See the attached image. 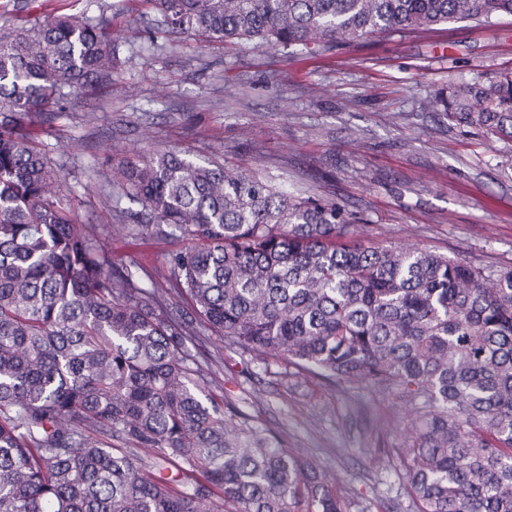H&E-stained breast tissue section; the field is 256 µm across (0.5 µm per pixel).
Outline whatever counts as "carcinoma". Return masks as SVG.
<instances>
[{
	"label": "carcinoma",
	"mask_w": 512,
	"mask_h": 512,
	"mask_svg": "<svg viewBox=\"0 0 512 512\" xmlns=\"http://www.w3.org/2000/svg\"><path fill=\"white\" fill-rule=\"evenodd\" d=\"M171 30L317 53L512 0H139ZM111 19L0 25V512H347L334 471L296 453L188 350L249 356L407 405V500L380 512H512V269L367 245L334 203L156 149L113 166L112 234L176 236L165 268L119 271L79 222L35 138L66 92L116 85ZM429 108L512 141V72L438 90ZM224 392V404L211 391Z\"/></svg>",
	"instance_id": "cac0c4a2"
}]
</instances>
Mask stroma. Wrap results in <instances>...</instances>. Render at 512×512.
Returning <instances> with one entry per match:
<instances>
[{
  "label": "stroma",
  "instance_id": "stroma-1",
  "mask_svg": "<svg viewBox=\"0 0 512 512\" xmlns=\"http://www.w3.org/2000/svg\"><path fill=\"white\" fill-rule=\"evenodd\" d=\"M113 16L124 94L69 97L39 130L82 222L110 237L114 265L162 268L181 239L111 236L107 175L118 150H189L255 173L290 194L362 218L368 242L417 245L473 265L512 268V142L449 126L427 104L442 87L512 70V16L494 26L442 25L416 38L374 36L310 56L155 30L144 39L134 0H0V21L47 13ZM227 372L249 368L262 405L230 384L238 407L289 448L335 470L350 512H376L399 484L388 448L406 445L402 402L368 385L343 388L281 359L243 363L222 337Z\"/></svg>",
  "mask_w": 512,
  "mask_h": 512
}]
</instances>
